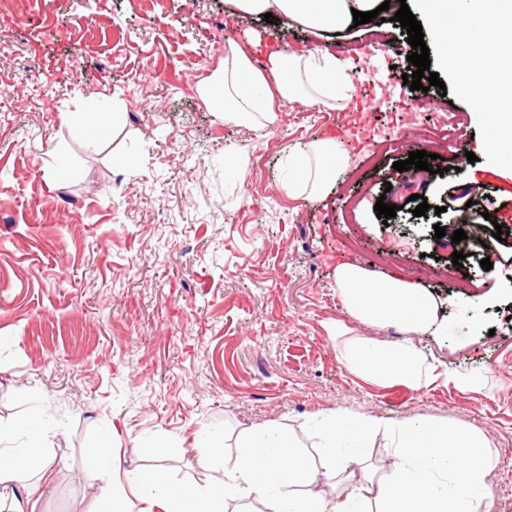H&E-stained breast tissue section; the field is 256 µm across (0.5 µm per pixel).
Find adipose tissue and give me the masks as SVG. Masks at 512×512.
Instances as JSON below:
<instances>
[{
    "label": "adipose tissue",
    "instance_id": "ef3b65f1",
    "mask_svg": "<svg viewBox=\"0 0 512 512\" xmlns=\"http://www.w3.org/2000/svg\"><path fill=\"white\" fill-rule=\"evenodd\" d=\"M237 11L266 13L304 25L313 34L330 33L367 12L373 0H233ZM441 39V54L456 77L457 89L474 103L495 136L488 145L499 163L512 160V0H421ZM275 77L283 99L324 102L349 100L354 89L341 60L317 48L302 56L271 54L265 70H257L243 52L224 59V68L200 86L210 106L235 121L260 126L277 120L270 96L261 92ZM347 156L332 139L311 142L289 164L288 187L318 197L332 185ZM336 285L347 314L364 324H394L407 340L386 343L368 336L337 332L341 361L355 375L380 387L401 385L413 390L435 380L409 341L410 335L442 327L437 301L424 289L395 277L378 279L354 265L336 270ZM25 430V451L0 452V508L17 507L20 492L35 494L36 475H49L54 458L40 455L45 438L37 421ZM378 432L388 437L393 464L384 482L345 484L350 456L342 445ZM237 463L205 490L172 485L162 471L148 478V500L160 501L165 512H224L229 499H256L264 512H491L489 475L494 451L481 431L411 420L389 423L370 414H336L320 426V456L311 459L280 428L246 433L239 441ZM344 484L336 505L312 486L317 478Z\"/></svg>",
    "mask_w": 512,
    "mask_h": 512
}]
</instances>
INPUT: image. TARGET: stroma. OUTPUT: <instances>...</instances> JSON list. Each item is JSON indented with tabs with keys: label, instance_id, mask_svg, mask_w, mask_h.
<instances>
[{
	"label": "stroma",
	"instance_id": "obj_1",
	"mask_svg": "<svg viewBox=\"0 0 512 512\" xmlns=\"http://www.w3.org/2000/svg\"><path fill=\"white\" fill-rule=\"evenodd\" d=\"M50 0L43 16L0 13V423L49 409L47 455L56 465L35 512H79L111 494L129 512H164L138 484L155 468L203 488L232 467L241 433L277 424L298 446L317 444L336 413L418 419L483 431L495 450L492 512H512V168L485 150L491 135L439 61L442 84L416 101L448 98L462 115L475 162L403 135L372 156L355 134L362 112L394 124L389 95L403 86L411 50L393 17L336 33L235 12L230 0ZM235 41L256 68L269 53L322 45L356 78L350 103L274 99L278 122H229L198 87ZM336 139L349 158L317 200L289 193L283 170L311 142ZM423 150L436 174L399 172ZM131 164L115 169L112 154ZM238 161L224 175L227 157ZM469 190L507 235L501 263L457 266L449 197ZM430 207L417 217L412 195ZM397 205L378 219L377 200ZM358 266L426 289L440 304L439 333L350 318L336 269ZM389 342L411 339L439 381L419 390L378 387L340 361L337 327ZM471 375V390L447 384ZM122 433L104 459L112 423ZM224 439L223 458L198 463V438ZM112 492H105L104 476Z\"/></svg>",
	"mask_w": 512,
	"mask_h": 512
}]
</instances>
